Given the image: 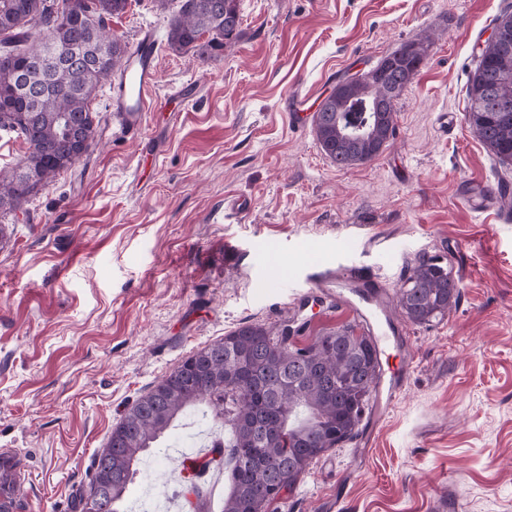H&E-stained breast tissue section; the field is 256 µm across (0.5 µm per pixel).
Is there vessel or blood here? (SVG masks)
Segmentation results:
<instances>
[{"mask_svg":"<svg viewBox=\"0 0 512 512\" xmlns=\"http://www.w3.org/2000/svg\"><path fill=\"white\" fill-rule=\"evenodd\" d=\"M161 42L154 27L145 26L137 33L129 57L116 73L111 84L108 110L126 130L139 131L145 112L157 105L159 50ZM461 195L467 204L494 212L501 223L512 222V208L504 204L500 191L479 184H463ZM308 285L327 289L339 283L355 288L357 298L351 306L369 323L370 334L377 347L403 348L406 336L390 319L389 291L374 277L355 265L317 264L307 275ZM407 366H400L379 392L371 410L369 432H376L384 413L388 412L405 383ZM223 449L207 444L181 458L176 467L178 479H190L202 486L206 495L200 504L202 512H211L215 501V481L223 474Z\"/></svg>","mask_w":512,"mask_h":512,"instance_id":"b4317fda","label":"vessel or blood"}]
</instances>
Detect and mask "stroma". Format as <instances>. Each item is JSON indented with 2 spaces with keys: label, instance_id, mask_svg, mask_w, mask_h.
<instances>
[{
  "label": "stroma",
  "instance_id": "35a3bbf8",
  "mask_svg": "<svg viewBox=\"0 0 512 512\" xmlns=\"http://www.w3.org/2000/svg\"><path fill=\"white\" fill-rule=\"evenodd\" d=\"M179 5L130 0L112 30L128 44L146 25L166 36ZM506 11L512 0H242L234 46L204 63L163 49L159 95L190 87L186 105L129 133L100 88L95 147L9 218L0 248V453L20 462L22 512H70L124 410L235 328L355 324L309 289L306 266L346 259L394 291L422 253L449 265L456 307L426 325L392 307L413 358L393 407L371 438L314 460L274 512H322L330 496L335 512H512V223L459 192L504 173L469 126L466 89ZM409 41L427 56L395 137L337 167L313 132L317 104ZM240 196L251 208L232 211ZM195 435L180 426L147 456L129 512Z\"/></svg>",
  "mask_w": 512,
  "mask_h": 512
}]
</instances>
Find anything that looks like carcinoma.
Instances as JSON below:
<instances>
[{
	"label": "carcinoma",
	"mask_w": 512,
	"mask_h": 512,
	"mask_svg": "<svg viewBox=\"0 0 512 512\" xmlns=\"http://www.w3.org/2000/svg\"><path fill=\"white\" fill-rule=\"evenodd\" d=\"M82 0H0V132L27 144L14 166L0 169V218L5 219L51 186L57 176L88 154L95 142L98 113L91 104L103 84L124 64L127 46L112 41L95 53L92 41L108 36V21L124 14L129 0H88L101 22L94 33L80 22L59 20ZM241 0H182L168 24V46L206 61L239 35ZM65 43L67 59L40 61L49 44ZM493 82V94L475 111L481 70ZM419 71L404 63L389 67L382 84L404 90ZM468 121L476 137L503 168L512 165V112L495 111L496 99L512 98V55L491 42L480 49L468 75ZM398 96L376 99L375 111H340L326 99L313 116L323 153L338 167L372 160L394 136ZM367 125L369 136L352 141L343 131ZM460 296L458 283L437 258L420 254L398 289V306L415 324L448 314ZM378 349L369 333L354 338L350 325L297 347L277 328L251 323L185 357L161 381L130 405L112 428L104 448L93 457L88 482L71 501L73 512H125V493L142 456L175 422L206 403L218 439L232 464L230 491L223 512H262L280 497V475L296 486L312 461L355 440L381 376L372 370ZM108 472L106 484L99 471ZM21 475L0 467V512L20 505Z\"/></svg>",
	"instance_id": "obj_1"
}]
</instances>
